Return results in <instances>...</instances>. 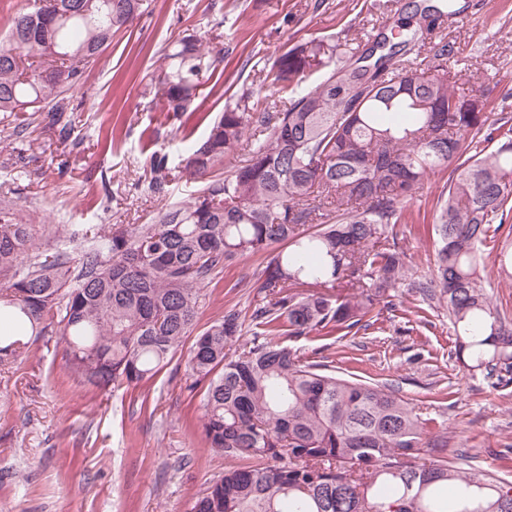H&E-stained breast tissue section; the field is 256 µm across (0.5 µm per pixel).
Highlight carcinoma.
<instances>
[{
    "instance_id": "carcinoma-1",
    "label": "carcinoma",
    "mask_w": 512,
    "mask_h": 512,
    "mask_svg": "<svg viewBox=\"0 0 512 512\" xmlns=\"http://www.w3.org/2000/svg\"><path fill=\"white\" fill-rule=\"evenodd\" d=\"M10 20L0 48V114L67 111L65 88L141 13L143 0H38ZM353 59L310 90L301 80ZM395 46L311 41L267 74L288 107L241 96L205 138L185 149L182 172L201 183L147 224L66 225L52 242L0 202V363L59 327L70 372L101 391L137 385L166 367L196 328L212 275L280 245L257 280L250 323L229 309L195 339L187 376L208 381L199 428L210 447L248 460L229 469L194 512H512V480L448 459V435L388 383L336 375L319 347L308 360L277 337L367 331L398 288L448 313L457 359L512 383V320L481 275L490 225L508 226L494 262L512 278V119L491 123L478 90L455 91L454 43H431L418 63H392ZM38 58L24 72V58ZM148 90L170 112L187 111L208 67L187 36L165 55ZM244 164L219 171L224 158ZM434 263L413 271L398 226L403 203L442 170ZM151 191L170 167L150 158ZM84 250L72 257L69 244ZM251 339L236 342L244 325Z\"/></svg>"
}]
</instances>
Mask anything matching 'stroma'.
Segmentation results:
<instances>
[{"label": "stroma", "instance_id": "35a3bbf8", "mask_svg": "<svg viewBox=\"0 0 512 512\" xmlns=\"http://www.w3.org/2000/svg\"><path fill=\"white\" fill-rule=\"evenodd\" d=\"M426 0H146L144 11L115 33L100 59L68 95L69 137L35 113L24 139L0 123V200L11 201L37 237L56 225L143 224L162 204L185 200L197 185L174 178L163 194L149 189V158L201 140L210 118L241 95L267 102L271 64L294 44L341 43L390 28ZM458 14L413 26L416 44L447 37L468 70L450 80L467 91L490 88L494 113L512 116V0H457ZM223 51L198 80L190 110L153 104L146 87L179 38ZM448 179L432 176L408 202L414 223L400 230L419 271L434 260L433 207ZM276 248L245 256L213 276L199 303L198 328L230 308L250 314L256 281ZM394 310L360 343L334 345L336 369L393 384L448 428V452L468 468L512 469V385L469 371L454 352L443 310L424 308L400 290ZM422 307V306H421ZM179 351L155 378L103 392L76 378L62 347L34 343L0 364V512H192L206 488L237 458L208 448L198 428L205 383L190 385Z\"/></svg>", "mask_w": 512, "mask_h": 512}]
</instances>
